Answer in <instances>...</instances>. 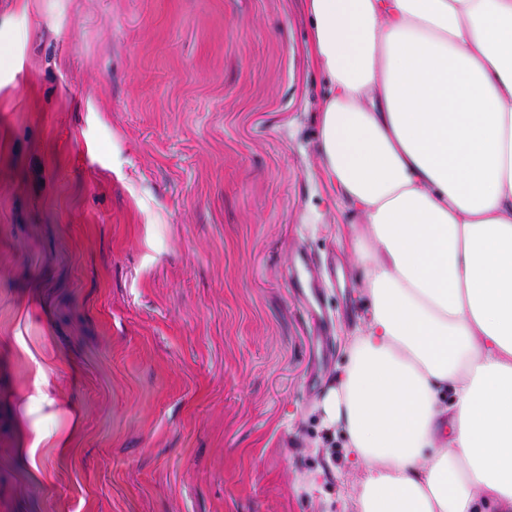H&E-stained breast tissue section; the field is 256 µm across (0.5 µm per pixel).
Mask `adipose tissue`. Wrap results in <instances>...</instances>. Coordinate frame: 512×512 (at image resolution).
Returning a JSON list of instances; mask_svg holds the SVG:
<instances>
[{
	"label": "adipose tissue",
	"instance_id": "ef3b65f1",
	"mask_svg": "<svg viewBox=\"0 0 512 512\" xmlns=\"http://www.w3.org/2000/svg\"><path fill=\"white\" fill-rule=\"evenodd\" d=\"M370 308L323 402L344 512H512V0H305ZM59 430L21 434L44 479Z\"/></svg>",
	"mask_w": 512,
	"mask_h": 512
}]
</instances>
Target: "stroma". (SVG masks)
<instances>
[{"mask_svg": "<svg viewBox=\"0 0 512 512\" xmlns=\"http://www.w3.org/2000/svg\"><path fill=\"white\" fill-rule=\"evenodd\" d=\"M312 40L303 0H0V512H340L369 298ZM42 448H53L60 454H66L70 449V436L59 430H34L31 435L24 431L21 433L17 448L19 464L30 477L47 480L48 474L39 461Z\"/></svg>", "mask_w": 512, "mask_h": 512, "instance_id": "1", "label": "stroma"}]
</instances>
